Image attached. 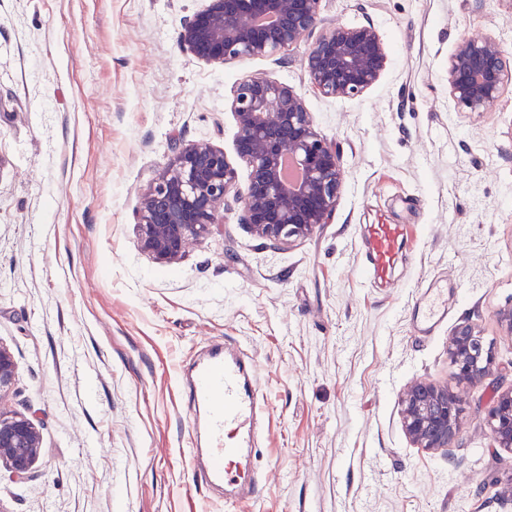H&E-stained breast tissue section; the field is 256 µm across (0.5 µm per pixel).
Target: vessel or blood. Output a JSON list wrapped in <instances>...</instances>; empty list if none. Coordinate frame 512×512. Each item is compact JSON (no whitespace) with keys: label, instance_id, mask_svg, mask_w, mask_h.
<instances>
[{"label":"vessel or blood","instance_id":"b4317fda","mask_svg":"<svg viewBox=\"0 0 512 512\" xmlns=\"http://www.w3.org/2000/svg\"><path fill=\"white\" fill-rule=\"evenodd\" d=\"M364 234L368 238L363 252L365 272L373 280L386 281L396 263L404 227L371 224L365 226ZM440 295L437 288L425 291L422 300L429 308L425 315L417 317L418 330H425L440 318ZM187 407L205 417V448L189 454L193 473L206 485L230 486V503L243 504L253 499L258 478L242 459L245 450L253 448L263 433L268 416L253 358L228 343L210 345L207 354L193 366Z\"/></svg>","mask_w":512,"mask_h":512}]
</instances>
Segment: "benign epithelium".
I'll list each match as a JSON object with an SVG mask.
<instances>
[{"label":"benign epithelium","instance_id":"obj_1","mask_svg":"<svg viewBox=\"0 0 512 512\" xmlns=\"http://www.w3.org/2000/svg\"><path fill=\"white\" fill-rule=\"evenodd\" d=\"M322 0H207L185 19L179 46L213 64L274 57L311 35L306 78L325 98L358 95L377 82L387 52L371 24H324ZM270 20L262 25L258 19ZM512 79V55L494 39L464 38L448 62V86L457 107L482 112ZM231 111L237 125L236 153L249 169L246 190L235 191L236 171L224 151L207 142L177 149L143 194L137 213L139 246L159 263L178 260L188 241L224 222L229 195L241 205L242 223L274 245H284L326 224L340 181V155L317 130L304 99L292 87L268 76H250L233 87ZM448 357L457 384L486 376L494 357L470 325L448 338ZM16 365L0 345V392L15 380ZM461 400L447 386L419 382L401 397V422L415 448H447L461 423ZM499 448L512 449V388L497 395L487 418ZM41 436L34 421L0 410V465L15 477L27 475L40 456Z\"/></svg>","mask_w":512,"mask_h":512}]
</instances>
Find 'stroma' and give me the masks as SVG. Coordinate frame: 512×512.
I'll use <instances>...</instances> for the list:
<instances>
[{
	"instance_id": "35a3bbf8",
	"label": "stroma",
	"mask_w": 512,
	"mask_h": 512,
	"mask_svg": "<svg viewBox=\"0 0 512 512\" xmlns=\"http://www.w3.org/2000/svg\"><path fill=\"white\" fill-rule=\"evenodd\" d=\"M206 0H0V345L16 363L0 408L42 439L30 474L0 467V512H228L187 465L179 367L230 337L256 360L270 410L240 512H512V450L486 417L512 388V81L457 108L460 39L512 52V0H322L325 20L372 24L379 80L339 100L308 84L307 42L223 65L178 44ZM292 86L340 151L329 223L274 247L239 205L172 264L139 247L137 212L176 144L237 168L232 90ZM402 224L395 287L362 271L365 224ZM448 289L430 334L422 291ZM473 325L495 364L465 390L446 451L412 447L411 383L454 381L448 338Z\"/></svg>"
}]
</instances>
